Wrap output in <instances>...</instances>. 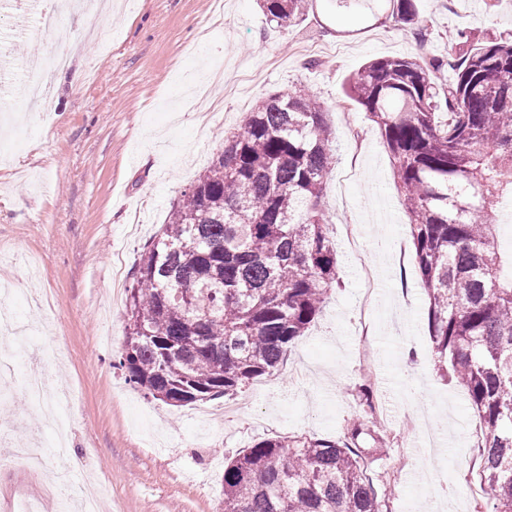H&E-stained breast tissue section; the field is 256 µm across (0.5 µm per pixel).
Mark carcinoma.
I'll return each instance as SVG.
<instances>
[{
  "instance_id": "cac0c4a2",
  "label": "carcinoma",
  "mask_w": 512,
  "mask_h": 512,
  "mask_svg": "<svg viewBox=\"0 0 512 512\" xmlns=\"http://www.w3.org/2000/svg\"><path fill=\"white\" fill-rule=\"evenodd\" d=\"M315 0H260L297 22ZM406 23L416 0H374ZM438 82L417 57L364 64L348 96L377 128L408 217L436 353L484 427L478 472L489 512H512V273L499 226L512 203V40L465 39ZM336 162L327 112L309 92H275L180 193L140 255L119 366L144 394L181 407L232 396L276 370L339 286L324 218ZM343 441L262 439L224 464V512H384L364 474L381 452Z\"/></svg>"
}]
</instances>
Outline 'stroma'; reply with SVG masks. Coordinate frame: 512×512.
<instances>
[{
    "instance_id": "stroma-1",
    "label": "stroma",
    "mask_w": 512,
    "mask_h": 512,
    "mask_svg": "<svg viewBox=\"0 0 512 512\" xmlns=\"http://www.w3.org/2000/svg\"><path fill=\"white\" fill-rule=\"evenodd\" d=\"M56 26L23 15L17 0H0V105L24 134L0 166V250L21 292L47 302L33 323L32 349L53 351L55 380L74 392L66 472L47 462L43 477L0 462V512L18 495H40L56 508L51 477L78 490L82 479L109 489L112 512H224L225 459L258 439H338L364 421L369 402L383 411V451L365 472L387 512H484L469 484L478 449L466 428L477 423L466 393L451 382L433 351L425 321L426 293L414 268L407 219L393 185L389 152L364 110L346 95L350 77L381 57L443 61L459 52L454 37L512 35V0H417L419 22L391 14L369 22L335 14L316 0L302 22L269 21L256 0H131L86 34L59 0ZM70 56L50 73L53 105L25 103L19 87L29 58ZM305 86L325 105L337 161L326 180V219L341 285L333 289L305 336L280 367L230 397L174 407L132 386L116 361L125 334V295L112 292V256L126 255L132 286L143 247L164 224L174 199L211 163L225 134L268 94ZM361 227L362 255L346 227ZM375 269L378 292L363 306L362 261ZM369 318L374 344L360 357L358 325ZM418 355L405 374V351ZM376 371L367 386L361 365ZM0 408V425L16 439L41 422L18 397ZM453 433L444 452L421 457L417 419ZM412 426L411 446L397 435ZM414 468L400 469L403 456ZM400 470L389 481L391 470Z\"/></svg>"
}]
</instances>
